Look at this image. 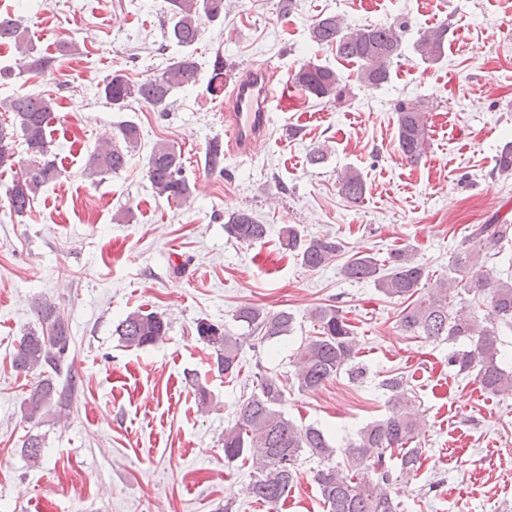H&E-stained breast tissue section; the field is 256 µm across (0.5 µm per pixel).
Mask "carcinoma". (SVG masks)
I'll return each mask as SVG.
<instances>
[{
    "instance_id": "1",
    "label": "carcinoma",
    "mask_w": 512,
    "mask_h": 512,
    "mask_svg": "<svg viewBox=\"0 0 512 512\" xmlns=\"http://www.w3.org/2000/svg\"><path fill=\"white\" fill-rule=\"evenodd\" d=\"M170 16L166 30L168 41L183 48L184 54L163 71L133 82L115 74L103 81L100 95L110 108L122 112L130 101L167 112L177 90L199 80L198 63L191 48L199 37L201 21H217L224 17V0H165ZM448 28L440 24L419 34L414 50L425 62H436L444 53ZM310 40L321 46L336 48V55L358 64V79L378 87L390 78V65L401 55V36L392 24H368L348 27L336 16L316 20L310 27ZM11 45L29 57L32 70L50 66L51 58L37 53L22 18H0V45ZM292 85L308 97L342 100L343 78L329 66L311 60L294 70ZM0 112L11 114V127L0 124V170L15 171L6 190L9 209L23 215L40 188L61 177L53 151L51 124L54 100L44 95H18L0 101ZM398 147L410 161L420 160L427 142L425 109L420 103L400 102L396 107ZM20 134L29 160L17 159L14 135ZM119 143L106 142L88 157V174L102 175L123 170L131 153L141 141L140 129L132 121L118 125ZM205 162L209 170H223L224 147L219 138L206 148ZM495 168L501 175H512V145L503 147L496 156ZM147 180L153 195L166 201H188L192 188L184 175L181 152L165 143L155 144L148 156ZM339 190L349 201L361 200L365 183L361 174L349 169L338 179ZM226 234L238 242L256 243L267 234V227L252 213L241 210L231 214L224 224ZM512 224H475L468 242L470 246L456 253L449 268L451 277L442 281L432 295L408 304L402 310L400 330L409 336L427 339L446 338L463 346L448 353V366L458 374H475L483 388L494 395L512 396V372L499 363L496 324L512 323V282H504L479 263L484 250L492 249L508 238ZM282 247L299 258L301 265L316 271L335 260L341 243L331 235L308 236L293 224L282 228ZM352 282L374 283L385 296L411 299L422 281L428 279L426 267L407 250L390 253L383 265L373 256L349 258L342 268ZM473 297L483 313L468 305ZM40 326L29 330L13 358L16 369L31 372L49 367L57 369L70 344L68 322L56 307L44 303L37 310ZM235 319L243 323L252 336L272 340L293 330L294 316L286 310L271 313L261 307H241ZM318 335L299 346L296 352L295 381L301 390H313L337 376L355 357V341L347 318L334 305L319 306L311 312ZM196 335L212 351L219 372L232 374L240 364V338L223 326L201 319L195 323ZM126 347L143 349L163 341L168 323L158 313L135 310L115 328ZM251 394L241 404L234 426L224 430V458L232 462L249 460L256 469L248 494L258 501L276 506L288 493L298 474L303 454L323 462L314 475L328 512H397L393 490L402 478L418 470L422 449L410 447L415 438L416 423L405 410L406 381L401 377L384 382L390 392V414L363 427L348 451V469L343 471L332 462L334 446L315 427H302L285 416L282 404L284 384L276 375L258 369ZM71 389L57 387L45 377L30 389L24 400V419L32 421L51 408L68 409ZM24 456L35 465L43 457L42 440L31 435L24 442ZM400 456V468L386 463V454Z\"/></svg>"
}]
</instances>
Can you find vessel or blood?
<instances>
[{
	"mask_svg": "<svg viewBox=\"0 0 512 512\" xmlns=\"http://www.w3.org/2000/svg\"><path fill=\"white\" fill-rule=\"evenodd\" d=\"M273 68L249 71L235 81L224 104L225 134L233 154L245 157L268 134L274 95Z\"/></svg>",
	"mask_w": 512,
	"mask_h": 512,
	"instance_id": "1",
	"label": "vessel or blood"
}]
</instances>
